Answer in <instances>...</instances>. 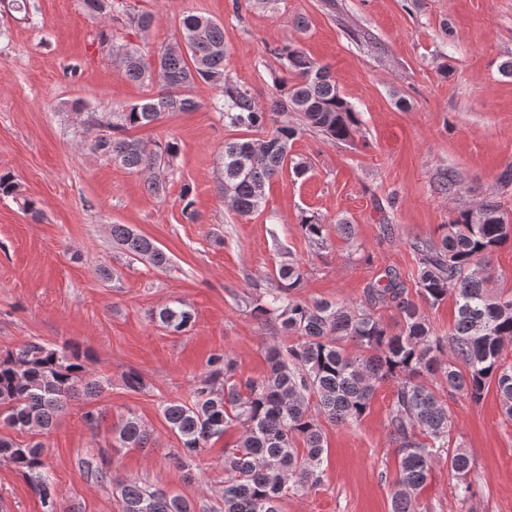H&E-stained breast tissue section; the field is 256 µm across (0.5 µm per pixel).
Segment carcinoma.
Masks as SVG:
<instances>
[{"label":"carcinoma","mask_w":512,"mask_h":512,"mask_svg":"<svg viewBox=\"0 0 512 512\" xmlns=\"http://www.w3.org/2000/svg\"><path fill=\"white\" fill-rule=\"evenodd\" d=\"M125 0H82L87 14L105 18L123 14L146 31L156 21L149 12L132 13ZM187 37L183 51L161 47L149 59L135 48L117 47L115 57L126 75L139 84L157 81L162 91L122 111L88 112L81 123L103 129L90 149L123 166L150 174L148 190H162L161 168L176 156L178 143L144 141L129 130L152 126L176 112H193L197 103L185 89L197 81L215 87L214 109L224 124L250 133L224 143L219 164V190L239 216L257 212L265 202L270 180L289 168L297 177L307 162L288 157V147L307 130L330 142L354 138L360 113L339 92L328 66L285 40L273 49L291 79L276 82L263 104L245 84L233 79L224 65V25L186 12L180 18ZM294 113L300 121L288 119ZM0 198H10L33 216L37 202L26 196L11 175L0 174ZM298 224L309 243L321 248L326 224L315 215L300 214ZM112 239L132 261L148 260L165 268L170 256L152 239L126 224L112 225ZM512 242V222L497 197L487 195L474 208L461 210L438 240H418L414 280L418 300L397 273L370 285L360 304L305 300L304 271L296 260L279 266L277 285L254 288L241 302L250 314L278 327L287 344L266 347L267 370L260 377H236L237 360L225 351L211 354L207 371L195 384L192 401L167 400L161 413L181 443L175 467L191 480L210 442L224 437L230 426L240 429L234 448L224 450L222 504L209 512H281V501L321 483L325 439L323 416L337 424L360 421L377 387L396 382L388 427L394 440L398 476L393 483L391 512H419L417 495L440 456L461 503L471 497L473 461L461 446L451 447L452 421L448 400L465 397L477 403L495 384L504 416L512 420V364L505 347L512 343V291L494 290L489 256ZM454 297L456 318L446 336L432 329L422 305L435 307ZM393 308L400 328L392 330L376 315ZM151 320L172 332L193 323L188 305L174 301L150 314ZM352 341L359 353H346ZM92 357L74 344L27 342L0 353V427L29 434L16 442L0 435V458L26 478L44 512H57L56 490L49 475L50 449L38 436L55 427L70 401L99 396L107 382L92 376ZM441 381L438 388L431 381ZM145 426L134 414L112 427V447L144 448ZM81 466L95 479L112 482L103 455ZM124 512H196V505L136 480L117 482Z\"/></svg>","instance_id":"1"}]
</instances>
